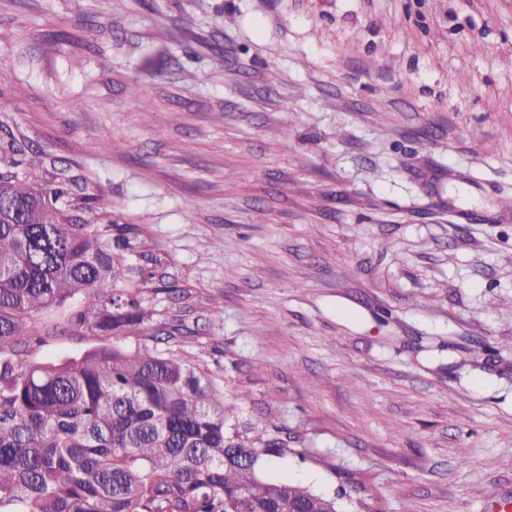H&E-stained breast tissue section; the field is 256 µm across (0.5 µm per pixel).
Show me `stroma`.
Masks as SVG:
<instances>
[{"mask_svg":"<svg viewBox=\"0 0 512 512\" xmlns=\"http://www.w3.org/2000/svg\"><path fill=\"white\" fill-rule=\"evenodd\" d=\"M0 116L219 297L266 476L512 501V0H0Z\"/></svg>","mask_w":512,"mask_h":512,"instance_id":"obj_1","label":"stroma"}]
</instances>
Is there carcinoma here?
Instances as JSON below:
<instances>
[{"label":"carcinoma","instance_id":"1","mask_svg":"<svg viewBox=\"0 0 512 512\" xmlns=\"http://www.w3.org/2000/svg\"><path fill=\"white\" fill-rule=\"evenodd\" d=\"M206 311L139 225L1 119L0 512H337L263 476L280 428L228 425L185 350Z\"/></svg>","mask_w":512,"mask_h":512}]
</instances>
